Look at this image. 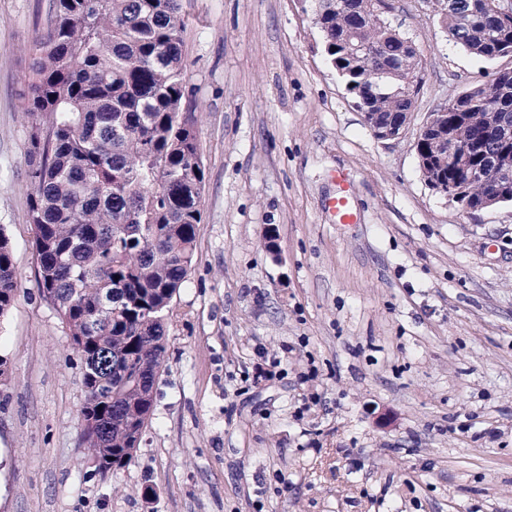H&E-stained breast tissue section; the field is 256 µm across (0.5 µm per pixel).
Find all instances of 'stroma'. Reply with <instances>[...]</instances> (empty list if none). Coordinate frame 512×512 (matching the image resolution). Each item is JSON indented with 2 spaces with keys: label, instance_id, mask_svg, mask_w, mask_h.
<instances>
[{
  "label": "stroma",
  "instance_id": "35a3bbf8",
  "mask_svg": "<svg viewBox=\"0 0 512 512\" xmlns=\"http://www.w3.org/2000/svg\"><path fill=\"white\" fill-rule=\"evenodd\" d=\"M391 2L424 61L396 141L327 65L311 0H182L202 221L151 421L104 479L26 219L22 101L52 0H0V230L18 272L0 512H512V205L463 211L416 155L427 113L512 58L450 43L435 0ZM341 172L351 224L329 209Z\"/></svg>",
  "mask_w": 512,
  "mask_h": 512
}]
</instances>
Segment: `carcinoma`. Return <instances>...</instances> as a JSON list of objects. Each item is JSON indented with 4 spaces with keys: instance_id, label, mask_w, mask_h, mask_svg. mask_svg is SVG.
<instances>
[{
    "instance_id": "1",
    "label": "carcinoma",
    "mask_w": 512,
    "mask_h": 512,
    "mask_svg": "<svg viewBox=\"0 0 512 512\" xmlns=\"http://www.w3.org/2000/svg\"><path fill=\"white\" fill-rule=\"evenodd\" d=\"M322 52L353 107L403 120L423 60L391 26L388 0H313ZM495 0H436L448 41L494 60L512 55V17ZM180 0H54L30 48L31 170L26 218L35 229L38 285L82 360V445L98 474L129 466L153 414L167 361L174 297L192 266L205 178L190 111ZM468 160L507 168L498 186L471 182L480 205L499 190L512 203V68L466 91L445 120ZM16 271L0 233V317Z\"/></svg>"
}]
</instances>
